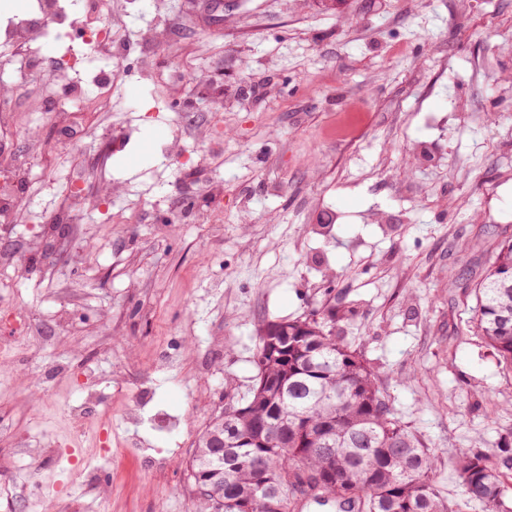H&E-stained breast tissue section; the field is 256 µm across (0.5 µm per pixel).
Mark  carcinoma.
<instances>
[{"instance_id": "cac0c4a2", "label": "carcinoma", "mask_w": 512, "mask_h": 512, "mask_svg": "<svg viewBox=\"0 0 512 512\" xmlns=\"http://www.w3.org/2000/svg\"><path fill=\"white\" fill-rule=\"evenodd\" d=\"M476 328L512 366V241L492 256L476 288ZM284 351L267 354L258 336L257 373L243 405L224 409V447L208 428L189 464L201 512H299L307 504L343 512H512L497 460L457 458L462 501L432 480L434 452L397 417L362 352L319 320L281 321Z\"/></svg>"}]
</instances>
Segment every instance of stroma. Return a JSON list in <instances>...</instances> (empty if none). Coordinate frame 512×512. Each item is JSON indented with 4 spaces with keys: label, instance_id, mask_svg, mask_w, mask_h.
Instances as JSON below:
<instances>
[{
    "label": "stroma",
    "instance_id": "1",
    "mask_svg": "<svg viewBox=\"0 0 512 512\" xmlns=\"http://www.w3.org/2000/svg\"><path fill=\"white\" fill-rule=\"evenodd\" d=\"M461 1L118 0L127 53L108 88L51 28L41 69L69 68L82 100L0 77L20 105L0 153L24 162L34 138L43 156L14 185L27 227L0 231V256L29 259L0 264V311L34 333L0 325V489L20 492L0 512H195L189 461L247 397L261 328L315 310L434 449L449 502L460 453L512 451V367L473 320L512 239V0ZM176 136L180 156H152ZM115 182L111 208L62 221L70 188ZM372 208L388 223H364ZM89 387L112 414L82 429L67 407Z\"/></svg>",
    "mask_w": 512,
    "mask_h": 512
}]
</instances>
